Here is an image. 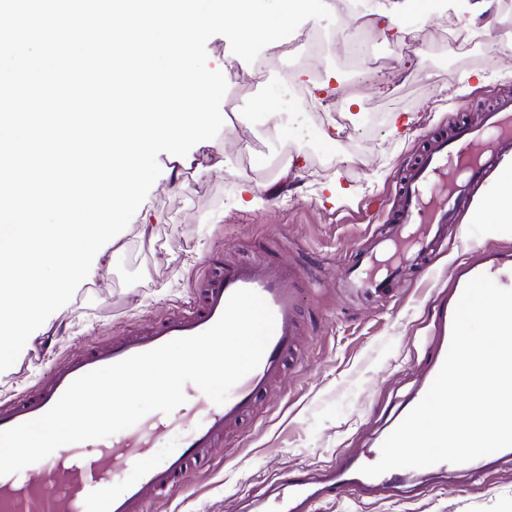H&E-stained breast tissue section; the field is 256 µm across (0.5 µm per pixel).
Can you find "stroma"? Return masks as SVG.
<instances>
[{
	"label": "stroma",
	"instance_id": "1",
	"mask_svg": "<svg viewBox=\"0 0 512 512\" xmlns=\"http://www.w3.org/2000/svg\"><path fill=\"white\" fill-rule=\"evenodd\" d=\"M397 0H363L358 21L313 20L335 37L336 53L304 81H329L321 109L299 111L285 75L294 62L279 58L262 77L232 53L221 35L209 39V67H222L246 88L216 138L194 145L180 184L159 175L116 245H104L72 299L27 340L16 362L0 371V399L33 388L55 356L121 332L135 321L166 314L187 302L208 258L220 254H281L306 263L324 294L306 302L308 334L298 368L287 370L254 422L230 433L218 460L197 467L190 484L152 512H246L249 497L285 471L319 469L336 457L370 447L393 413L413 395L424 361L436 286L449 282L465 255L448 245L436 261L431 287L419 276L396 286L392 299L366 305L341 294L344 262L385 223L403 168L426 139L450 130L501 94H512V47L491 32L465 28L454 12L407 13L395 38L386 15ZM465 32L460 53L449 30ZM363 48L369 78L357 86V127L338 114L350 79L338 52ZM485 82H477L475 72ZM272 117L259 119L255 102ZM411 116L394 125L396 114ZM341 153L362 148V171L323 165L326 135ZM295 173L285 176V162ZM205 173H197V166ZM157 228L141 240L139 226ZM478 461L430 478L410 475L411 493L344 494L315 512H512V460L477 476Z\"/></svg>",
	"mask_w": 512,
	"mask_h": 512
}]
</instances>
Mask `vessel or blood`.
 I'll return each mask as SVG.
<instances>
[{"label": "vessel or blood", "instance_id": "vessel-or-blood-1", "mask_svg": "<svg viewBox=\"0 0 512 512\" xmlns=\"http://www.w3.org/2000/svg\"><path fill=\"white\" fill-rule=\"evenodd\" d=\"M512 150V96L498 97L478 121L457 125L451 134L432 139L408 170L384 232L373 235L345 271L342 288L366 300L393 288L411 266L431 263L436 242L474 203L473 187L496 171ZM481 274L512 289V255L479 253L461 266L441 298L421 381L412 399L420 401L448 351L452 317L466 283ZM300 265L269 255L249 260H208L193 283L187 303L176 311L134 324L108 341L59 356L48 377L14 398L0 401V430L34 420L47 412L79 376L173 339L211 327L229 296L239 289L257 292L275 318L274 331L259 365L231 390L223 404L201 391L186 395L197 421L181 448L156 456L155 448L177 421L175 414L153 412L108 438L62 446L20 472L0 476V512H150L187 483L197 465L213 461L226 433L254 418L261 401L287 368L297 364L306 334L299 317ZM365 456L341 457L321 477L285 472L273 482L274 494L261 512H312L319 498L342 493L391 489L405 481L403 470L377 477L362 475Z\"/></svg>", "mask_w": 512, "mask_h": 512}]
</instances>
